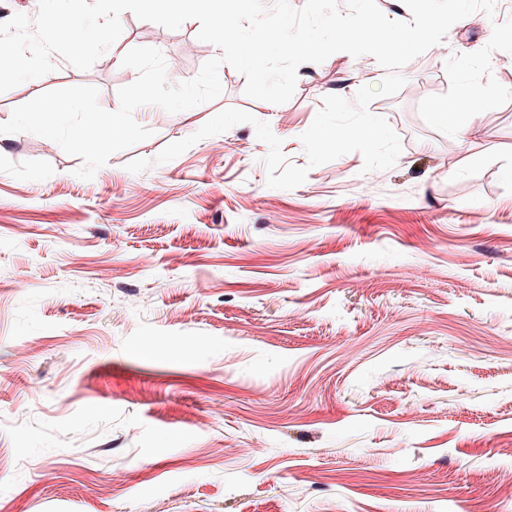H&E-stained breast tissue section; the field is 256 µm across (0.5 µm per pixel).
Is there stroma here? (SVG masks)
Listing matches in <instances>:
<instances>
[{"instance_id":"1","label":"stroma","mask_w":512,"mask_h":512,"mask_svg":"<svg viewBox=\"0 0 512 512\" xmlns=\"http://www.w3.org/2000/svg\"><path fill=\"white\" fill-rule=\"evenodd\" d=\"M121 23L92 68L59 57L0 93V123L79 85L113 109L137 46L178 58L172 86L217 55L196 21ZM491 34L455 23L371 103L393 167L352 152L292 190L267 186L249 123L125 165L228 107L305 164L324 97L377 86L375 59L300 65L273 107L222 66L215 101L138 108L151 137L90 180L46 138L0 136V512H512V101L464 138L418 113Z\"/></svg>"}]
</instances>
